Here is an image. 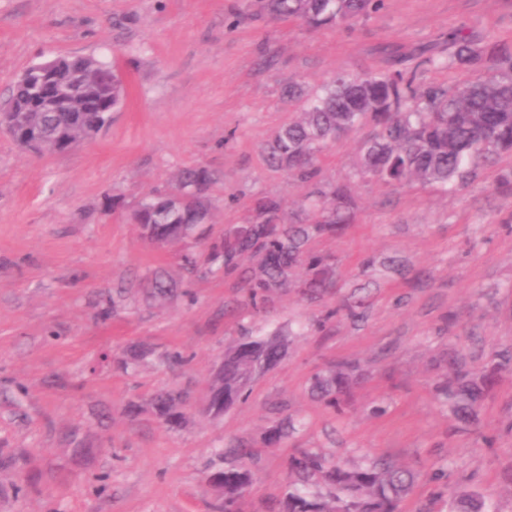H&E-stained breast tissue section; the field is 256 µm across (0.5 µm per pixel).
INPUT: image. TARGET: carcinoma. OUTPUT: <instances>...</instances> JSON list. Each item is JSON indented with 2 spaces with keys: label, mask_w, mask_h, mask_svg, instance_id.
Returning a JSON list of instances; mask_svg holds the SVG:
<instances>
[{
  "label": "carcinoma",
  "mask_w": 512,
  "mask_h": 512,
  "mask_svg": "<svg viewBox=\"0 0 512 512\" xmlns=\"http://www.w3.org/2000/svg\"><path fill=\"white\" fill-rule=\"evenodd\" d=\"M384 0H245L239 14L296 20L313 29L342 27L378 12ZM448 56L436 55L428 46L410 53L385 49L386 69L381 73L339 71L318 92L310 95L290 82L283 89L298 116L278 128L264 147L269 167L283 170L312 187L302 204L304 218L297 219L281 199L258 195L248 206L247 220L224 231L218 242L201 255L180 254L186 270L199 269L200 258L226 276H238L246 289L245 305L264 308L276 295L295 291L316 302L336 287V259L309 250V242L324 235H339L351 223L356 201L345 185L319 180L318 155L337 139L372 126L354 165L359 178L394 185L418 183L448 189L470 185L490 160L512 156V43L475 33L470 26L448 31ZM96 76L73 72L60 57L49 68L85 100L83 112H34L33 84L18 78L8 105L17 109V121L5 129L20 147L28 124L44 126L40 151L56 153L62 143L79 146L96 136L109 111L124 104L126 87L112 66L95 61ZM481 71L484 78L457 86L426 84L418 79L422 69ZM213 173L203 166L182 169L170 189L148 194L137 205L132 220L145 238L160 237L173 246L199 237L196 227L209 220L204 194ZM495 192L512 198V166L500 172ZM150 296L166 300L176 285L161 271L147 278ZM336 306L324 311L323 320L339 316L365 317L370 306L369 286L346 284ZM286 342L279 335L249 341L225 355L224 375L215 379L211 406L222 411L248 398L247 372L254 364L270 366L280 360ZM434 391L448 408L456 425L479 428L480 414L497 376L512 373V347L492 351L481 365L468 362L459 351L435 364ZM353 363L342 360L312 377V391L336 415L362 381ZM186 397L173 389L151 399L155 416L176 424L183 417ZM295 430L293 420L268 431L266 440L277 444ZM248 448H227L220 454L225 467L214 475L224 482V501L215 512H235L253 474L244 468ZM294 477L282 501L283 512H400L401 501L411 493L416 475L388 456L346 468L323 454L302 449L288 461ZM451 512H492L476 491L457 494Z\"/></svg>",
  "instance_id": "obj_1"
}]
</instances>
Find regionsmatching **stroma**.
Segmentation results:
<instances>
[{
    "label": "stroma",
    "instance_id": "1",
    "mask_svg": "<svg viewBox=\"0 0 512 512\" xmlns=\"http://www.w3.org/2000/svg\"><path fill=\"white\" fill-rule=\"evenodd\" d=\"M240 2L0 0V106L27 67L58 56L112 63L128 89L108 128L70 151L37 154L0 133V451L27 458L22 468L0 465V512H212L206 476L237 443L253 453L244 512H271L302 448L347 466L389 455L413 468L418 487L401 512H449L450 498L429 499L442 466L449 489H474L512 512V374L482 408V433L495 437L487 445L453 426L434 397L432 367L451 350L479 363L512 346V201L494 190L511 161L446 193L355 177L365 131L329 145L322 176L349 186L356 218L311 248L334 254L346 282L375 287L364 320L323 327L318 307L293 293L252 312L238 278L187 274L130 218L152 188L195 164L216 177L205 236L241 223L254 195L295 205L305 186L262 153L291 117L284 86L311 93L342 70L381 71L384 47L409 52L462 23L512 41V0H384L352 29L317 31L271 18L234 25ZM393 256L406 275L364 266ZM156 270L177 284L162 303L141 288ZM116 290L121 298L103 315ZM290 329L284 357L252 380L246 401L205 411L225 351ZM141 345L148 356L123 367V354ZM175 351L184 366L168 362ZM339 360L367 374L341 416L311 394L313 375ZM171 388L191 403L182 423L166 426L149 401ZM375 404L385 414H371ZM288 415L296 432L267 445L266 429Z\"/></svg>",
    "mask_w": 512,
    "mask_h": 512
}]
</instances>
